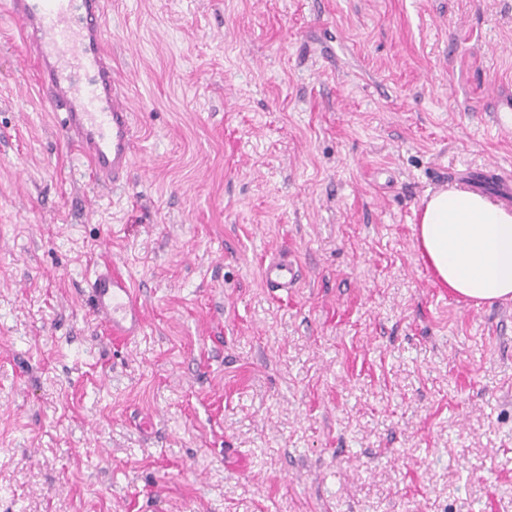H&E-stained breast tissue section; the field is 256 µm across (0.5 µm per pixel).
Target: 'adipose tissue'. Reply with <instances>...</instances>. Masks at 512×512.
<instances>
[{
  "instance_id": "obj_1",
  "label": "adipose tissue",
  "mask_w": 512,
  "mask_h": 512,
  "mask_svg": "<svg viewBox=\"0 0 512 512\" xmlns=\"http://www.w3.org/2000/svg\"><path fill=\"white\" fill-rule=\"evenodd\" d=\"M416 243L440 287L475 305L512 300V210L449 188L428 195Z\"/></svg>"
}]
</instances>
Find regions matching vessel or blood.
<instances>
[{
  "mask_svg": "<svg viewBox=\"0 0 512 512\" xmlns=\"http://www.w3.org/2000/svg\"><path fill=\"white\" fill-rule=\"evenodd\" d=\"M40 66L39 86L62 133L96 169L102 184L122 185L133 164L135 130L121 81L104 48V0H10ZM299 268L287 255L264 260L267 288L296 287ZM89 304L103 336L122 349L146 327L145 294L118 261L96 266Z\"/></svg>",
  "mask_w": 512,
  "mask_h": 512,
  "instance_id": "1",
  "label": "vessel or blood"
}]
</instances>
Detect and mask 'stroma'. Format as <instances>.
Masks as SVG:
<instances>
[{
  "instance_id": "35a3bbf8",
  "label": "stroma",
  "mask_w": 512,
  "mask_h": 512,
  "mask_svg": "<svg viewBox=\"0 0 512 512\" xmlns=\"http://www.w3.org/2000/svg\"><path fill=\"white\" fill-rule=\"evenodd\" d=\"M106 12L117 192L0 0V512H512V301L439 288L414 234L435 167L512 173V0ZM112 258L147 289L120 353L86 302ZM299 268L290 255L265 259L262 263V279L272 291L286 292L295 288L299 278Z\"/></svg>"
}]
</instances>
